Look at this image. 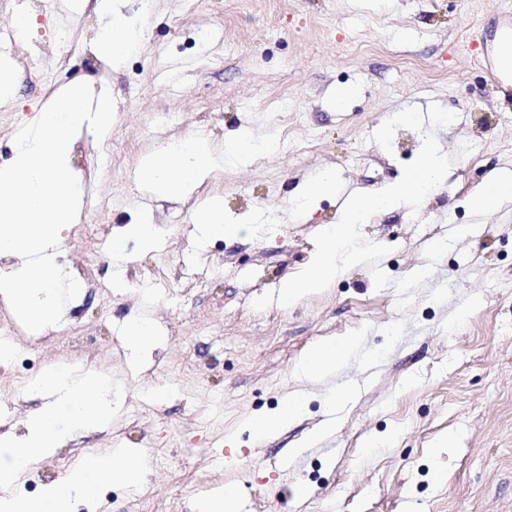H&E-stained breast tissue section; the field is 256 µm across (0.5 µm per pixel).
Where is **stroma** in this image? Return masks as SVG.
I'll return each instance as SVG.
<instances>
[{
	"mask_svg": "<svg viewBox=\"0 0 512 512\" xmlns=\"http://www.w3.org/2000/svg\"><path fill=\"white\" fill-rule=\"evenodd\" d=\"M47 3L31 13L0 0V24L34 21L0 52L16 74L13 98L0 101V167L14 132L67 85L109 91L115 120L104 140L85 129L73 143L82 207L57 255L88 285L60 325L15 346L43 369L112 374L124 394L108 427L72 434L21 476L23 494L125 444L147 454L143 487L107 489L76 512H202L225 487L243 512H512V204L440 259L407 311L393 286L375 290L365 265L291 306L252 307L309 264L314 234L341 216L339 195L299 216V184L327 168L357 192L400 179L421 133L398 129L389 153L371 135L403 108L435 102L457 114L435 132L455 161L418 215L402 206L364 224L365 238L391 248L380 268L403 278L425 265L429 243L471 222L472 192L512 171V101L498 98L483 59L512 0H153L117 69L97 52L96 0ZM343 87L355 93L340 108ZM242 133L277 148L224 165L187 196H154L137 177L157 146L201 135L220 150ZM466 142L473 150L459 156ZM210 198L246 232L200 240ZM132 223L156 225L159 242L146 251L127 240L115 266L104 247ZM132 318L161 333L137 362L124 333ZM350 336L356 346L330 373L298 381L309 349ZM157 386L166 398L151 396ZM296 390L306 408L295 423L265 437L247 427ZM39 405L0 372L15 437Z\"/></svg>",
	"mask_w": 512,
	"mask_h": 512,
	"instance_id": "1",
	"label": "stroma"
}]
</instances>
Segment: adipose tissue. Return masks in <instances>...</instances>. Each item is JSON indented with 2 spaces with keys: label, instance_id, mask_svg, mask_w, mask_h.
Masks as SVG:
<instances>
[{
  "label": "adipose tissue",
  "instance_id": "ef3b65f1",
  "mask_svg": "<svg viewBox=\"0 0 512 512\" xmlns=\"http://www.w3.org/2000/svg\"><path fill=\"white\" fill-rule=\"evenodd\" d=\"M122 6V0H99L101 13L112 17L100 49L116 64L132 51L138 35L133 21L123 14ZM256 151V144L246 135L227 142L220 155L206 140L190 136L148 155L138 174L151 193L182 196L193 192L220 164H245Z\"/></svg>",
  "mask_w": 512,
  "mask_h": 512
}]
</instances>
